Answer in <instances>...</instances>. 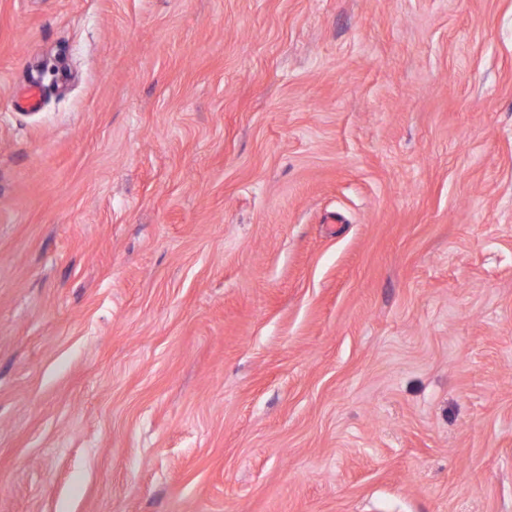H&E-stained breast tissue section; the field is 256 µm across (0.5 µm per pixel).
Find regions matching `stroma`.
Instances as JSON below:
<instances>
[{
	"label": "stroma",
	"instance_id": "obj_1",
	"mask_svg": "<svg viewBox=\"0 0 512 512\" xmlns=\"http://www.w3.org/2000/svg\"><path fill=\"white\" fill-rule=\"evenodd\" d=\"M0 512H512V0H0Z\"/></svg>",
	"mask_w": 512,
	"mask_h": 512
}]
</instances>
